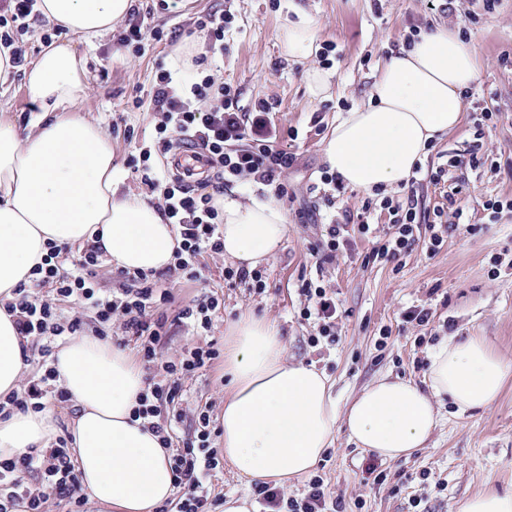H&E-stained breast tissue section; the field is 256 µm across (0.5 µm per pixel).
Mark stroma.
I'll return each instance as SVG.
<instances>
[{
	"label": "stroma",
	"mask_w": 512,
	"mask_h": 512,
	"mask_svg": "<svg viewBox=\"0 0 512 512\" xmlns=\"http://www.w3.org/2000/svg\"><path fill=\"white\" fill-rule=\"evenodd\" d=\"M449 9L430 0H137L147 28L164 32L162 41L145 40L141 52L121 46L123 26L87 46L82 34L47 23L45 32L20 35L28 63H35L45 48L44 34L55 35L86 58L88 90L85 99L66 106L68 118L98 122L112 139L114 162L120 168L119 194L155 201L157 194L141 183L129 167L143 144L155 140L160 119L150 92L157 73L190 79L192 57L206 52V37L196 26L199 16L221 11L225 16L224 53L206 62L208 72L230 84L245 111L262 101L272 104L278 144L295 161L285 174L288 195L280 199L288 231L279 251L262 266L266 289L254 293L228 282L223 254L205 253V279L190 284L178 276L168 279L171 303L161 310L170 317L167 336L160 345L164 357H176L193 337L178 312L203 294L222 298L224 307L209 334L223 348L230 326L244 313L277 323L287 343L289 360L312 363L335 380L340 399L384 374L423 383L429 355L448 336L484 337L493 351L512 364V216L493 214L485 202L512 198V0H497L486 10L484 0H449ZM306 15L317 26L318 44L326 48L321 69L331 76V94L312 97L305 67L288 62L281 52V26ZM443 25L460 31L473 43L480 65L478 83L463 100L459 127L429 150L414 188L396 186L390 195L414 198L417 222L441 219L446 226L436 254H428L427 233H420L402 263L364 264V256L391 231L387 212L373 210L369 233L349 229V243L324 264H317L310 248L321 237L323 214L337 217L360 211L363 191L327 188L322 199L312 198L309 187L328 165L324 141L338 114L366 103L376 68L414 33ZM489 109L491 121L475 131L476 112ZM23 72L0 85V120L26 134L38 119ZM297 131L290 139L289 131ZM479 144L483 164L464 169L468 188L460 204L472 231L454 224L443 186L430 183L432 169L445 164L449 154L466 153ZM309 279L333 293L339 317L335 340L315 335L313 322L300 317L305 304L299 292ZM428 309V324L404 320L408 308ZM224 362L216 360L207 371L184 384L181 405L208 407L219 417L224 407ZM377 464L387 476L375 484L368 464ZM344 512H456L457 503L493 489L512 493V375L490 405L457 414L443 404L441 420L425 448L409 457L387 461L360 448L346 431L336 433L332 448L314 469Z\"/></svg>",
	"instance_id": "35a3bbf8"
}]
</instances>
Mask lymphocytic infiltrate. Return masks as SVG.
<instances>
[{
	"label": "lymphocytic infiltrate",
	"instance_id": "obj_1",
	"mask_svg": "<svg viewBox=\"0 0 512 512\" xmlns=\"http://www.w3.org/2000/svg\"><path fill=\"white\" fill-rule=\"evenodd\" d=\"M36 3L37 0H0V46L10 49L11 62L17 67L23 65L25 54L17 46L13 33L26 31L38 21ZM152 102L155 111L161 114L157 146L142 148L131 167L142 182L159 191L163 216L181 238L174 270L187 280L199 282L204 278L200 264L203 254L224 250L220 230L224 218L216 198L223 195L225 182L247 178L273 187L277 197H285L288 194L285 173L292 166L294 156L272 143L273 134L267 121L270 105L260 104L251 122H244L236 91L213 75H204L200 81L188 84L174 80L170 73L160 72L153 86ZM178 137L190 142L207 158L215 173L211 192L185 187L180 179L152 164L153 152L168 153ZM377 205L388 211L393 233L374 247L366 259L373 263L399 260L414 243L415 204L411 201L402 204L385 197ZM61 255L58 246H51L45 265L36 269L29 283L20 286L18 302L8 305L20 335L41 342V352L48 356L58 337L83 334L82 311L94 314L98 323L96 336L105 338L112 329H119L123 342L133 343L145 367L152 370L144 380L145 389L138 398L133 417L147 421L163 446H170L173 424L183 421L185 414L177 409L170 424L160 423L158 416L161 408L179 400L187 379L210 368L218 359V350L205 337L221 308L219 298L211 295L179 311L178 320L191 328L197 341L184 347L177 357L164 360L158 347L167 334L168 319L157 308L168 302L171 294L160 286L161 273L120 271L125 286L111 293L97 286L101 249L87 248L68 265ZM45 286L51 287L53 301L35 300L36 291ZM299 291L307 299L302 310L304 319L315 320L318 325V333L310 337V344H318L320 337L334 336L339 317L335 297L308 280L302 282ZM61 301L78 304L80 314L62 315L57 307ZM67 399L66 391L56 384L54 368L48 366L42 374L28 380L24 397L10 395L0 402V414H6L11 406L40 411L48 402L62 403ZM192 417L195 421L192 436L170 458L177 496L171 506L161 507L160 512H212L215 505L205 481L223 467L212 445L216 429L209 408L197 409ZM28 474L37 475L38 485L25 482ZM255 493L260 512H339L338 502L328 498L320 476L311 479L298 497L269 484L256 485ZM53 498L77 507L86 499L66 438H57L51 447L31 448L16 458L0 460V512H14L19 506L24 512H47V503Z\"/></svg>",
	"mask_w": 512,
	"mask_h": 512
}]
</instances>
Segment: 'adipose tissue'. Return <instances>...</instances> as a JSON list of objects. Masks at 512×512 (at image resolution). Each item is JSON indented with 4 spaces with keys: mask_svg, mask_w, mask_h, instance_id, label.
<instances>
[{
    "mask_svg": "<svg viewBox=\"0 0 512 512\" xmlns=\"http://www.w3.org/2000/svg\"><path fill=\"white\" fill-rule=\"evenodd\" d=\"M135 0H39L49 21L94 39L130 13ZM284 56L317 55L307 17L285 24ZM480 77L471 41L437 27L391 53L373 77L366 105L337 117L324 141L331 171L367 193L409 178L431 142L457 128L462 94ZM41 116L35 132L19 135L0 122V397L21 390L26 343L6 303L16 301L49 245H94L119 269L172 266L179 237L156 204L118 193L112 140L96 122L55 117L85 98V59L51 44L26 75ZM224 255L252 269L272 258L288 227L274 200L224 196ZM57 384L76 414L74 463L92 512H157L173 494L169 449L132 412L144 373L122 349L93 334L68 338L53 355ZM230 387L221 437L225 460L250 482L284 487L308 472L338 429L386 460L426 446L443 400L465 412L491 405L512 365L482 337L448 340L430 357L426 386L381 376L339 406L333 383L315 366L288 359L275 323L250 314L231 326L224 344ZM56 433L53 409L13 410L0 418V459L44 448Z\"/></svg>",
    "mask_w": 512,
    "mask_h": 512,
    "instance_id": "ef3b65f1",
    "label": "adipose tissue"
}]
</instances>
